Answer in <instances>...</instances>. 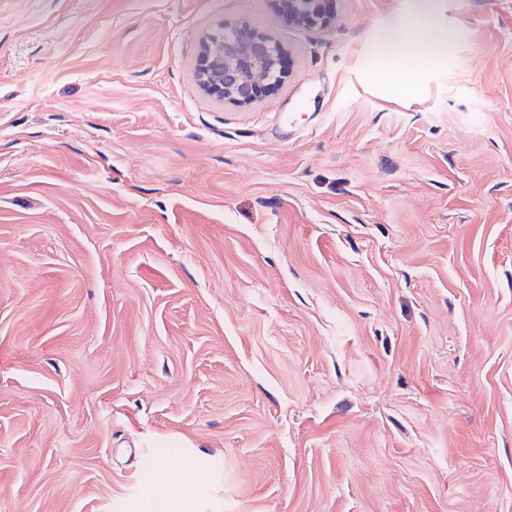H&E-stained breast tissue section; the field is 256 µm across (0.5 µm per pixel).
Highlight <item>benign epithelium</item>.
Here are the masks:
<instances>
[{"label": "benign epithelium", "instance_id": "benign-epithelium-1", "mask_svg": "<svg viewBox=\"0 0 512 512\" xmlns=\"http://www.w3.org/2000/svg\"><path fill=\"white\" fill-rule=\"evenodd\" d=\"M289 22L321 28L330 23L331 0H274ZM285 76L279 46L247 27L222 26L200 44L196 78L209 95L234 104H252L278 89Z\"/></svg>", "mask_w": 512, "mask_h": 512}]
</instances>
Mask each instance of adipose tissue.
Here are the masks:
<instances>
[{
    "instance_id": "adipose-tissue-1",
    "label": "adipose tissue",
    "mask_w": 512,
    "mask_h": 512,
    "mask_svg": "<svg viewBox=\"0 0 512 512\" xmlns=\"http://www.w3.org/2000/svg\"><path fill=\"white\" fill-rule=\"evenodd\" d=\"M415 13L396 18L376 41L380 60L375 71L386 74V61L393 56L417 63L442 60L448 53V31L441 24L435 0H417ZM196 473L193 467L171 471L163 460H156L154 472L128 512H193L187 496Z\"/></svg>"
}]
</instances>
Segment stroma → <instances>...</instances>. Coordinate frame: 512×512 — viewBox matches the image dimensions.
<instances>
[{"label":"stroma","mask_w":512,"mask_h":512,"mask_svg":"<svg viewBox=\"0 0 512 512\" xmlns=\"http://www.w3.org/2000/svg\"><path fill=\"white\" fill-rule=\"evenodd\" d=\"M0 0V512H512V0ZM269 35L260 102L200 40ZM289 22L304 27L321 28L330 23L332 13L327 3L333 0H273ZM436 0H417L414 14L396 18L376 41V55L385 62L398 55L421 63L442 60L448 53V30L441 24ZM284 76L281 50L265 34L224 25L201 40L196 78L219 100L256 103L278 89ZM196 472L188 465L174 473L163 460H156L151 479L138 498L128 504L129 512H193L191 499L182 494L192 488Z\"/></svg>","instance_id":"stroma-1"}]
</instances>
